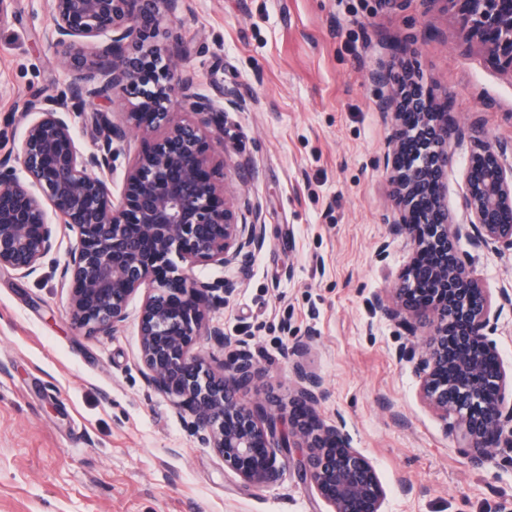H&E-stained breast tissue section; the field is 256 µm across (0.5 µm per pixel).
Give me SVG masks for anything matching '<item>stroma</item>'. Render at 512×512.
I'll return each instance as SVG.
<instances>
[{"label": "stroma", "mask_w": 512, "mask_h": 512, "mask_svg": "<svg viewBox=\"0 0 512 512\" xmlns=\"http://www.w3.org/2000/svg\"><path fill=\"white\" fill-rule=\"evenodd\" d=\"M46 20L44 0H0V130L17 140L23 104L67 80ZM153 42L180 43L181 70L224 107L210 152L226 164L228 195L248 198L264 226L246 268L194 269L224 279L210 320L262 370L247 401L287 400L284 351L308 340L326 391L318 413L373 461L384 512H512V450L470 463L396 357L404 343L422 347L427 328L408 337L369 306L392 298L412 253L389 232L380 102L396 88L372 73L409 67L450 98L461 126L512 142V71L459 42L445 0H185ZM468 253L486 288L512 293V251ZM140 305L116 333L91 335L57 276L0 269V512H329L291 467L272 486L245 484L148 386Z\"/></svg>", "instance_id": "1"}]
</instances>
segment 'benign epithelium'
Returning a JSON list of instances; mask_svg holds the SVG:
<instances>
[{
    "instance_id": "benign-epithelium-1",
    "label": "benign epithelium",
    "mask_w": 512,
    "mask_h": 512,
    "mask_svg": "<svg viewBox=\"0 0 512 512\" xmlns=\"http://www.w3.org/2000/svg\"><path fill=\"white\" fill-rule=\"evenodd\" d=\"M45 2V40L69 80L59 93L24 104L21 116L35 118L20 145L0 133V269L36 273L63 224L74 236L60 271L72 320L91 334L115 331L142 293L146 381L173 398L225 467L248 485L268 487L292 460L299 481L331 512H383L386 491L372 461L316 412L325 391L305 362L308 341L286 349L297 386L288 408L276 413L244 400L260 373L249 355L229 351L217 362L194 350L203 339L231 346L222 328L207 324L208 313L224 305V281L201 280L194 267L244 268L265 237L251 202L230 201L215 182L209 139L223 130L224 109L178 70L179 44L162 51L151 42L161 18L178 15L184 0ZM445 2L459 16V40L482 44L512 71V0ZM372 79L398 86L380 103L393 116L387 168L399 215L390 231L412 244L394 303L376 297L372 306L410 336L429 328L421 355L411 345L397 358L413 364L423 399L480 465L492 449H512V405L505 402L512 376L490 339L512 296L502 292L495 302L461 240L512 250L509 145L493 146L479 129L460 126L449 98L437 101L408 68L378 70ZM115 100L127 103L122 119L92 110L93 149L81 151L69 114ZM134 130L141 146L118 187L116 161ZM467 137L461 225L448 208L449 146Z\"/></svg>"
}]
</instances>
